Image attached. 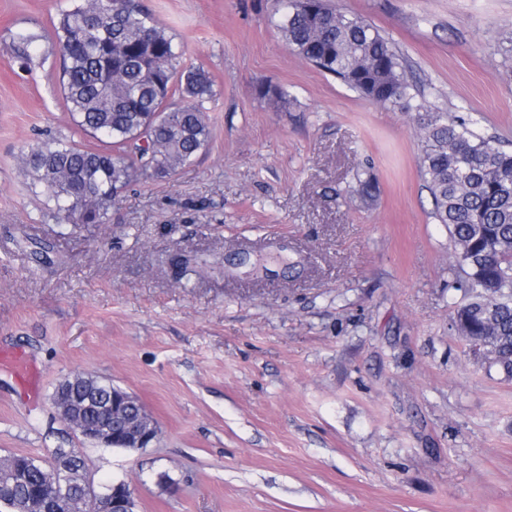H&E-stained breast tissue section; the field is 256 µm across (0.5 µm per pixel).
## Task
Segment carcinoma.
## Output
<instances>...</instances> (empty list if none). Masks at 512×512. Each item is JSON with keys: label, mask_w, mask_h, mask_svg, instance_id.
Segmentation results:
<instances>
[{"label": "carcinoma", "mask_w": 512, "mask_h": 512, "mask_svg": "<svg viewBox=\"0 0 512 512\" xmlns=\"http://www.w3.org/2000/svg\"><path fill=\"white\" fill-rule=\"evenodd\" d=\"M290 51L369 101L418 112L419 169L431 215L448 227L469 299L452 326L488 369L512 380V151L446 112L416 101L392 42L362 17L329 0H275ZM61 59V87L74 126L97 146L56 140L30 147L19 164L42 188L50 214L66 224H103L118 194L162 178L204 151L211 130L204 103L214 81L201 66H180L173 35L138 0H76L60 6L50 34ZM34 36H12L14 58L32 62ZM192 104L169 110V93ZM55 467L13 454L0 466V501L22 508L13 462Z\"/></svg>", "instance_id": "carcinoma-1"}]
</instances>
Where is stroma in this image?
<instances>
[{"label": "stroma", "mask_w": 512, "mask_h": 512, "mask_svg": "<svg viewBox=\"0 0 512 512\" xmlns=\"http://www.w3.org/2000/svg\"><path fill=\"white\" fill-rule=\"evenodd\" d=\"M214 80L211 140L128 187L104 224L48 214L18 156L73 138L47 40L59 0H0V457L77 440L59 381L87 373L157 421L152 447L86 448L137 512H512V381L452 328L448 229L415 113L289 51L273 0H140ZM390 39L428 104L512 150V0H333ZM273 95H263V88ZM371 171L374 201L353 195ZM0 370L10 372L21 391L29 397H35L38 373L24 352L18 349L0 348Z\"/></svg>", "instance_id": "stroma-1"}]
</instances>
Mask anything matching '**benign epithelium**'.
Segmentation results:
<instances>
[{"mask_svg": "<svg viewBox=\"0 0 512 512\" xmlns=\"http://www.w3.org/2000/svg\"><path fill=\"white\" fill-rule=\"evenodd\" d=\"M53 404L81 446L140 450L160 439L157 422L139 399L113 385L82 396L65 387L58 390ZM59 452L72 462V473L82 487L80 512H136L134 492L128 483L98 487L81 447L61 448Z\"/></svg>", "mask_w": 512, "mask_h": 512, "instance_id": "obj_1", "label": "benign epithelium"}]
</instances>
